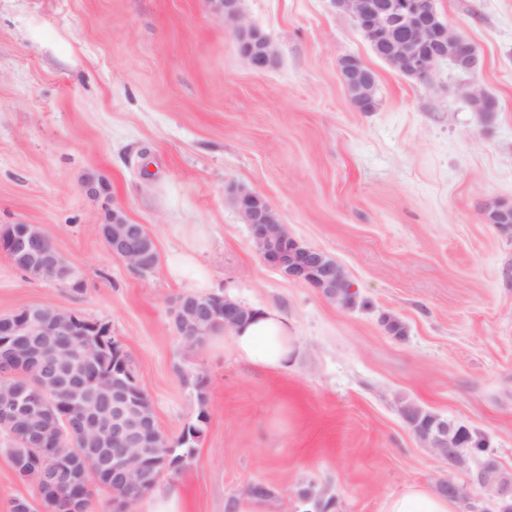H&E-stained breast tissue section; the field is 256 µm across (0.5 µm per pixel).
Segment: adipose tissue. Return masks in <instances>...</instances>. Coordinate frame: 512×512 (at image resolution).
<instances>
[{
  "label": "adipose tissue",
  "instance_id": "adipose-tissue-1",
  "mask_svg": "<svg viewBox=\"0 0 512 512\" xmlns=\"http://www.w3.org/2000/svg\"><path fill=\"white\" fill-rule=\"evenodd\" d=\"M224 343L238 358L267 370L287 369L296 355V336L280 313L262 310L244 325L225 331ZM383 512H455L440 493L412 486L386 500Z\"/></svg>",
  "mask_w": 512,
  "mask_h": 512
}]
</instances>
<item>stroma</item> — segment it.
<instances>
[{"instance_id":"stroma-1","label":"stroma","mask_w":512,"mask_h":512,"mask_svg":"<svg viewBox=\"0 0 512 512\" xmlns=\"http://www.w3.org/2000/svg\"><path fill=\"white\" fill-rule=\"evenodd\" d=\"M435 6L477 46L478 76L447 62L426 83L398 74L330 0H240L275 51L263 72L211 0H0V227L37 225L85 283L31 279L0 250V316L41 305L106 324L159 429L200 424L191 463L157 483L179 489L183 512H229L257 481L276 512H304L309 482L330 512H382L443 479L478 497V458L449 467L404 421L406 402L488 436L512 478V231L483 220L488 202L512 204V0ZM345 56L377 72L375 111L350 104ZM474 85L498 111L471 109ZM233 185L343 265L358 305L266 267ZM110 199L154 238L152 271L98 236ZM186 250L210 293L287 318L288 369L239 360L220 333L201 347L177 336L173 302L196 283L169 261ZM17 499L38 503V488L0 436V512Z\"/></svg>"}]
</instances>
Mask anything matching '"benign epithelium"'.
<instances>
[{
	"mask_svg": "<svg viewBox=\"0 0 512 512\" xmlns=\"http://www.w3.org/2000/svg\"><path fill=\"white\" fill-rule=\"evenodd\" d=\"M224 22L232 26L239 51L250 69L261 72L271 63L274 49L267 36L243 19L237 0H211ZM332 7L351 16L362 35L400 74L427 82L444 61L461 62L465 71L477 76L483 61L473 42L447 23H438L434 0H331ZM339 71L352 107L358 112L377 108L373 89L375 72L354 56L339 61ZM473 111L494 112L497 103L478 88L466 93ZM230 199L242 223L246 224L253 249L262 263L291 281L315 289L323 297L339 304L354 292L353 284L342 265L323 252L311 248L290 235L281 224L270 201L261 193L244 187L228 188ZM487 224H511L512 205L494 201L486 205ZM100 237L109 243L112 255L138 271H148L156 264L153 238L143 225L129 221L117 206L108 210V219L97 225ZM41 230L18 238L8 226L0 229V249L8 252L13 263L31 278L58 283L69 288L85 284L75 269L61 264L58 251L47 249ZM224 328L231 330L246 319L247 308L223 296ZM173 322L179 336L205 335L213 316V302L195 293L177 297L172 308ZM77 315L49 307H30L16 314L0 317V359L13 364L25 361L37 370L42 387L61 388L82 409L85 421L86 451L112 439V482L123 483L140 494L152 490L159 474L155 471L158 448L148 440L155 415L141 402L135 391L120 380L112 387L98 389V399L86 400L82 379L76 375L63 377L53 361L57 337L71 335ZM0 419L5 422L23 420L34 436L53 430L56 422L37 398L24 389L0 385ZM404 420L427 447L453 467L466 461L462 448L471 436L463 425L451 424L440 416H421L418 407L408 408ZM474 482L484 495L477 503H468L469 512H489L507 497L512 485L502 479L495 458L479 463Z\"/></svg>",
	"mask_w": 512,
	"mask_h": 512,
	"instance_id": "obj_1",
	"label": "benign epithelium"
}]
</instances>
